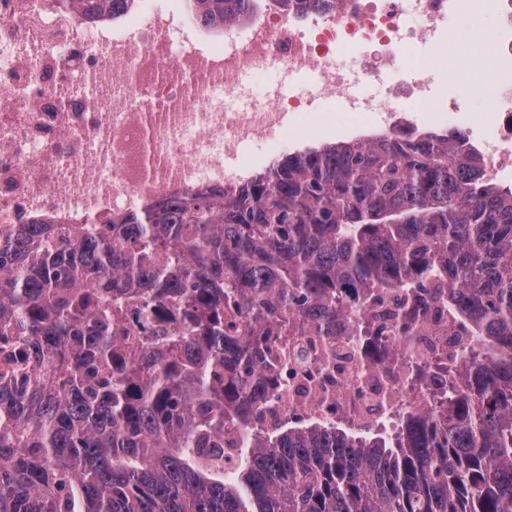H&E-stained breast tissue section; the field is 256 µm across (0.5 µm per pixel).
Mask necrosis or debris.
I'll return each mask as SVG.
<instances>
[{"instance_id":"4bbe7bcc","label":"necrosis or debris","mask_w":512,"mask_h":512,"mask_svg":"<svg viewBox=\"0 0 512 512\" xmlns=\"http://www.w3.org/2000/svg\"><path fill=\"white\" fill-rule=\"evenodd\" d=\"M498 47L483 110L462 107L468 80L440 83L415 51L446 65L462 50L455 19L469 0H259L242 24L214 36L191 0H136L115 22H78L58 0H0V225L91 224L158 201L242 185L290 152L297 127L355 135H405L417 113L459 130L480 153L485 176L512 182V0H482ZM311 73L307 95L270 94L248 112H220L240 78L264 67ZM393 67L379 98L353 93L356 77ZM340 105L326 115L322 103ZM267 150L251 162L242 147ZM331 381L317 337H289L275 355L288 365L274 394L280 414L332 416L378 428L448 394L447 357L470 361L429 310L415 345L339 325Z\"/></svg>"}]
</instances>
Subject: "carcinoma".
I'll return each mask as SVG.
<instances>
[{"label":"carcinoma","mask_w":512,"mask_h":512,"mask_svg":"<svg viewBox=\"0 0 512 512\" xmlns=\"http://www.w3.org/2000/svg\"><path fill=\"white\" fill-rule=\"evenodd\" d=\"M90 22L129 0H70ZM212 29L254 0H195ZM405 292L474 345L399 430L262 426L291 331ZM238 433L224 459V430ZM0 512H512V186L459 131L290 153L120 221L0 226Z\"/></svg>","instance_id":"1"}]
</instances>
